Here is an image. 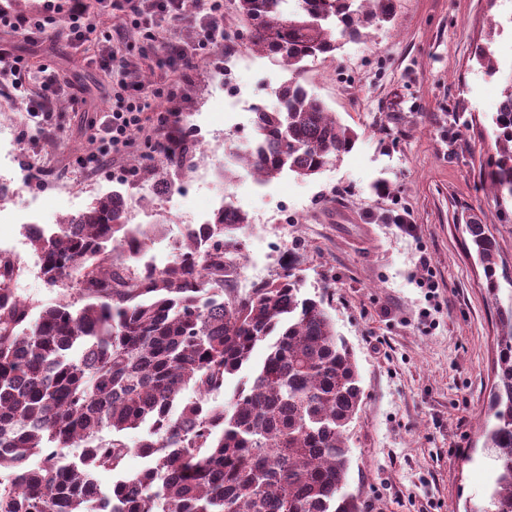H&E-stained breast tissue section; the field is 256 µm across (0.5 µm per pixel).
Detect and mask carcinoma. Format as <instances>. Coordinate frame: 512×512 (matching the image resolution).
Returning a JSON list of instances; mask_svg holds the SVG:
<instances>
[{
  "instance_id": "carcinoma-1",
  "label": "carcinoma",
  "mask_w": 512,
  "mask_h": 512,
  "mask_svg": "<svg viewBox=\"0 0 512 512\" xmlns=\"http://www.w3.org/2000/svg\"><path fill=\"white\" fill-rule=\"evenodd\" d=\"M248 43L290 78L273 111L255 108L257 137L235 153L256 181L320 173L357 134L301 84L305 63L326 58L389 22L394 0H236ZM498 158L489 189L512 198V84L496 112ZM166 156L181 168L193 139ZM119 191L52 227L28 233L49 284L68 280L83 305L61 300L31 319L17 293L16 260L0 255V512H361L345 491L347 431L362 387L352 350L336 334L322 295H304L296 252L281 273L242 292L226 258L242 256L250 219L222 210L187 229L172 260L137 266L148 231L128 224ZM496 288L498 243L467 225ZM501 336L485 427L497 462L479 512H512V306ZM262 346L264 359L252 365ZM224 404L209 399L242 372ZM193 389L196 398H185ZM143 430L134 446L128 430ZM133 476L101 488L130 452Z\"/></svg>"
}]
</instances>
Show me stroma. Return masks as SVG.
<instances>
[{
  "label": "stroma",
  "mask_w": 512,
  "mask_h": 512,
  "mask_svg": "<svg viewBox=\"0 0 512 512\" xmlns=\"http://www.w3.org/2000/svg\"><path fill=\"white\" fill-rule=\"evenodd\" d=\"M224 22L223 50H201L202 62L174 77L173 98L152 101L213 144L163 197L135 170L161 158L164 133L137 136L106 165L82 163L100 143L84 117L120 103L113 74L87 61L95 42H30L0 29L1 46L51 64L81 100L47 128L0 98V170L17 186L0 249L34 264L28 223L51 226L117 190L131 223L151 229L146 256L163 264L188 225L217 201L234 204L250 219L245 263L274 276L281 255L302 254V292L325 294L354 352L363 394L348 436L347 492L363 512H476L496 474L481 425L500 327L465 227L488 226L512 276V199H494L484 184L494 118L512 84V0H395L393 21L371 27L369 39L307 62L302 84L358 139L319 174L286 172L265 186L241 166L224 180V156L252 140L256 107L276 105L288 73L241 40L234 0H224ZM483 51L492 65L480 61ZM16 288L40 308L80 300L77 288L34 274Z\"/></svg>",
  "instance_id": "35a3bbf8"
}]
</instances>
